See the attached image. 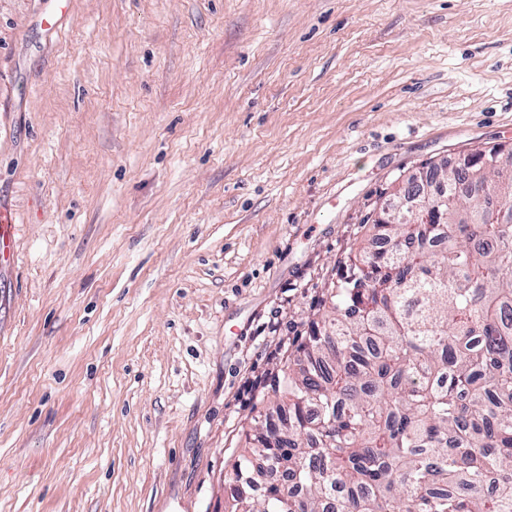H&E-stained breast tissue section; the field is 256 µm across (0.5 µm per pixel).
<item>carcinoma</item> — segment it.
Returning <instances> with one entry per match:
<instances>
[{
    "label": "carcinoma",
    "instance_id": "obj_1",
    "mask_svg": "<svg viewBox=\"0 0 512 512\" xmlns=\"http://www.w3.org/2000/svg\"><path fill=\"white\" fill-rule=\"evenodd\" d=\"M439 176L422 201L446 219L348 254L231 512H512V157Z\"/></svg>",
    "mask_w": 512,
    "mask_h": 512
}]
</instances>
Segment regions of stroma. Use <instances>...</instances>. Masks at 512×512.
<instances>
[{"label":"stroma","instance_id":"obj_1","mask_svg":"<svg viewBox=\"0 0 512 512\" xmlns=\"http://www.w3.org/2000/svg\"><path fill=\"white\" fill-rule=\"evenodd\" d=\"M0 0V512H228L394 181L512 147V0Z\"/></svg>","mask_w":512,"mask_h":512}]
</instances>
